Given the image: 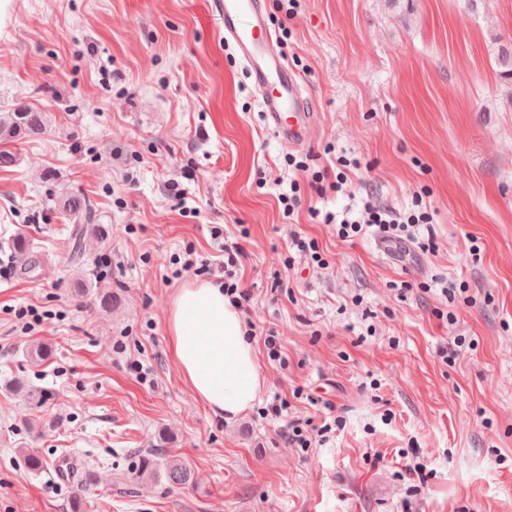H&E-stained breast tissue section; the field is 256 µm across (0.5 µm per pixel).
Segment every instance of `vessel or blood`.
Instances as JSON below:
<instances>
[{
    "instance_id": "vessel-or-blood-1",
    "label": "vessel or blood",
    "mask_w": 512,
    "mask_h": 512,
    "mask_svg": "<svg viewBox=\"0 0 512 512\" xmlns=\"http://www.w3.org/2000/svg\"><path fill=\"white\" fill-rule=\"evenodd\" d=\"M214 2L224 17V41L258 91L268 127L286 146L305 145L315 122L313 98L279 51L264 0Z\"/></svg>"
}]
</instances>
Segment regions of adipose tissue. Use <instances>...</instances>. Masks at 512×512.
Here are the masks:
<instances>
[{
    "mask_svg": "<svg viewBox=\"0 0 512 512\" xmlns=\"http://www.w3.org/2000/svg\"><path fill=\"white\" fill-rule=\"evenodd\" d=\"M167 334L181 374L214 414L231 419L257 400L264 378L244 321L222 287L197 281L181 288Z\"/></svg>",
    "mask_w": 512,
    "mask_h": 512,
    "instance_id": "ef3b65f1",
    "label": "adipose tissue"
}]
</instances>
